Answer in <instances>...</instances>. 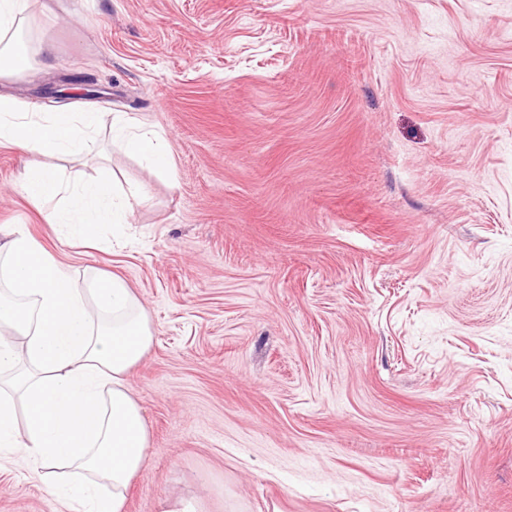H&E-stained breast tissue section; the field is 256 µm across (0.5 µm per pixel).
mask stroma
I'll return each instance as SVG.
<instances>
[{"mask_svg": "<svg viewBox=\"0 0 512 512\" xmlns=\"http://www.w3.org/2000/svg\"><path fill=\"white\" fill-rule=\"evenodd\" d=\"M31 25L55 55L0 92L99 112L92 152L147 192L71 245L0 147V225L151 320L124 512H512V0H37ZM0 512L63 506L4 457ZM110 132L113 144L118 143L126 152L142 158L160 177L175 180L171 146L163 133L144 130L123 115L112 116Z\"/></svg>", "mask_w": 512, "mask_h": 512, "instance_id": "35a3bbf8", "label": "stroma"}]
</instances>
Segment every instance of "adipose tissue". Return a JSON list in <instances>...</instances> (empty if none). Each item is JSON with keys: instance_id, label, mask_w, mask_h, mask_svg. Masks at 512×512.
I'll return each mask as SVG.
<instances>
[{"instance_id": "adipose-tissue-1", "label": "adipose tissue", "mask_w": 512, "mask_h": 512, "mask_svg": "<svg viewBox=\"0 0 512 512\" xmlns=\"http://www.w3.org/2000/svg\"><path fill=\"white\" fill-rule=\"evenodd\" d=\"M31 8L32 0H0V79L27 75L53 53L26 28ZM99 125L95 112H36L0 94V146L29 157L21 191L70 243L95 242L97 226L123 223L143 199L106 160L72 184L47 165L79 155ZM110 132L175 180L163 133L123 115ZM152 342L149 317L122 279L83 284L22 226H0V455L22 459L65 512H123L149 444L127 374Z\"/></svg>"}]
</instances>
